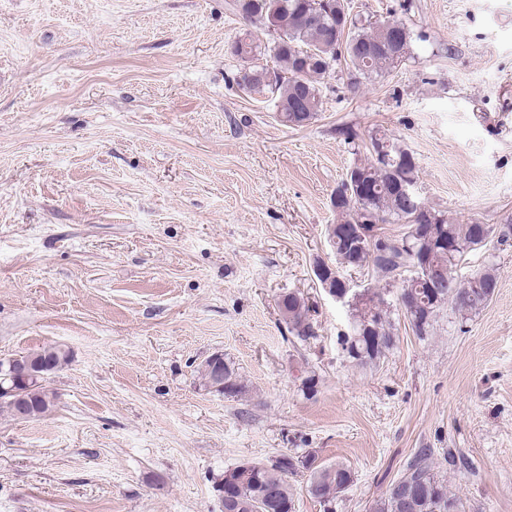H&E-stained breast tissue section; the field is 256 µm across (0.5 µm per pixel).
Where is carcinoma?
<instances>
[{"label": "carcinoma", "mask_w": 512, "mask_h": 512, "mask_svg": "<svg viewBox=\"0 0 512 512\" xmlns=\"http://www.w3.org/2000/svg\"><path fill=\"white\" fill-rule=\"evenodd\" d=\"M231 10L253 24L264 26L270 12L276 13L278 35L271 44L261 47L249 42L235 41L232 53L252 62L240 81L251 80L247 90L270 96L274 103L288 106L302 98L299 113L281 112L280 121L289 126H304L322 110L319 83L332 69L339 48H344L358 75L380 73L400 62L407 54L411 32L405 23L392 20L388 26L398 28L402 35L396 47L390 43L385 26L358 17H350L347 0H231ZM271 52L274 67L258 63L262 52ZM371 159L351 167L343 182L336 188V263L360 268L373 263L384 278L399 280L400 295L411 291L418 309L408 317L414 334L420 338L432 335L438 313L450 305L463 314L484 308L498 288L494 266L460 282L455 267L463 255L475 246L485 244L482 225L459 224L425 204L416 208L402 186L414 185L418 166L414 155L395 146L385 137L370 138ZM381 224H406L408 231L398 238L375 239L372 246L356 249L357 233L379 229ZM450 271L448 280H436L427 288L421 281L420 264ZM285 308L282 314L287 330L306 341L314 336L309 322V306L305 299L288 292L281 296ZM388 302L381 292L370 287L353 295L351 334L341 338L343 355L362 366L375 365L394 346V337L387 319ZM47 365V370L35 379L18 377L15 388L29 403V418L40 417L54 406V398L43 387L49 375L69 363L70 353L61 346H47L26 353ZM224 366V385L216 387L211 381L212 361L201 366L205 387L225 396H237L244 386L234 367L218 355ZM299 473L308 476L306 491L310 498L323 506L332 504L353 482L351 470L342 465L318 463L316 454L288 455L276 460H246L224 471L217 491L230 484L233 496L242 504L241 512H295V497L289 478ZM458 498L448 493L432 461V451L420 448L404 473L386 491L374 499L369 512H460Z\"/></svg>", "instance_id": "obj_1"}]
</instances>
